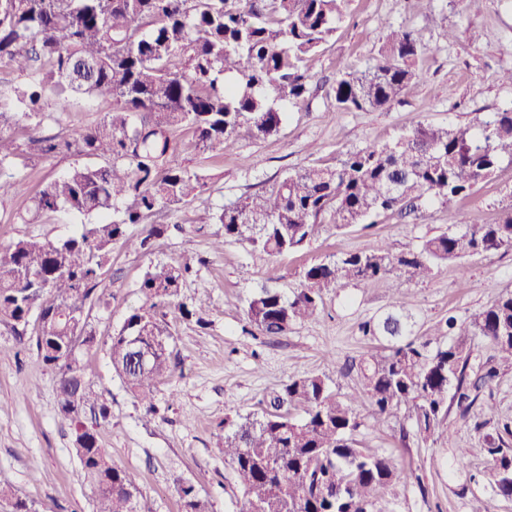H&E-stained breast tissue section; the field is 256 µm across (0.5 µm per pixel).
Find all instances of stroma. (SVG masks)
Instances as JSON below:
<instances>
[{
    "label": "stroma",
    "instance_id": "1",
    "mask_svg": "<svg viewBox=\"0 0 512 512\" xmlns=\"http://www.w3.org/2000/svg\"><path fill=\"white\" fill-rule=\"evenodd\" d=\"M418 29L427 45L416 62L418 82L410 95L387 110L337 111L333 88L340 70L361 71L372 63L394 27ZM512 0H346L334 36L307 61L312 76L300 106L289 107L277 133L264 139L240 131L228 152L182 156L187 168L207 177L206 191L192 204L165 215L170 229L153 241L150 254L112 248L106 287L112 305H87L92 345L77 348L79 359L102 402L107 420L96 426L101 448L124 467L140 487L143 512H182L176 481L193 484L210 512H236L240 493L224 461L225 414L258 411L288 380L327 375L341 391L355 387L356 376L337 370L360 358L375 342L362 336L360 324L391 310L387 288L378 282L351 283L326 295L315 319L277 338L247 333V300L261 284L293 292L302 285L306 266L378 245L401 252L448 228V211H461L472 224H493L512 206V163L502 162L469 196L451 206L427 204L423 214L381 216L369 227L345 231L325 227L303 249L281 257L252 251L228 240L222 251L211 243L221 225L212 221L222 205L268 188L288 172L311 166H336L350 151L396 140L417 123L467 127L512 110ZM112 110L108 96H81L67 112L45 123L48 135H68L100 122ZM76 152L14 158L23 179L22 194L0 200V243L26 236L58 240L75 233L79 217L56 212L19 223L28 215L41 185L85 163ZM190 262L196 270L180 290L183 302L204 297L202 320L169 312L176 358L172 376L154 393L158 414H146L108 360L113 334L130 309L143 302L139 285L153 262ZM409 314L417 334H426L447 315L467 319L512 291V251L467 256L438 268L432 279L411 285ZM58 373L36 351L20 344L10 327L0 324V473L17 494L34 501L37 512H93L72 451L74 436L58 412ZM494 416L484 412L486 404ZM362 425L355 434L360 447L391 454L415 474L388 495L392 512H468L473 497L487 499L491 512H512V499L492 496L482 473L484 461L469 457L452 467L457 448L482 447L486 438L504 436L512 426V367L500 368L496 380L482 388L468 414L449 405L447 419L431 432L417 431L407 409L374 415L359 408ZM512 447V436H504Z\"/></svg>",
    "mask_w": 512,
    "mask_h": 512
}]
</instances>
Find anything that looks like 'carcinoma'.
Wrapping results in <instances>:
<instances>
[{
	"mask_svg": "<svg viewBox=\"0 0 512 512\" xmlns=\"http://www.w3.org/2000/svg\"><path fill=\"white\" fill-rule=\"evenodd\" d=\"M346 0H0V93L17 112L0 111V197L24 185L9 163L26 151L75 150L103 160L77 166L45 182L37 211H67L86 219L82 230L51 241L28 236L0 244V324L31 338L38 355L59 373L77 376V397L60 391L59 412L75 433L74 454L95 503L94 512H141V492L123 467L100 447L82 421L90 410L108 417L77 355L89 343L85 302L112 305L104 287L112 245L147 253L166 230L153 221L187 205L205 190L206 176L187 169L181 156L233 148L240 130L261 139L276 133L284 107L308 92L307 57L336 32ZM425 44L418 31H390L373 63L336 79V107L388 109L417 83L415 63ZM109 95L112 112L68 138L42 133L54 112L75 94ZM28 122L21 145L7 133L16 116ZM512 162V111L468 128L423 123L382 146L351 151L334 167H307L286 174L270 188L223 206L214 221L222 234L212 246L235 239L271 257L304 248L319 228L371 225L388 213L415 211L426 202L463 198L503 160ZM131 224L144 225L130 235ZM512 250V207L495 224H470L448 210V231L405 252L381 244L306 267L303 287L291 296L263 285L248 299L253 336H285L314 318L326 294L353 282L383 281L394 311L362 322L363 336L384 341L380 349L346 364L359 388L341 394L326 376L288 380L261 410L224 417V461L242 494L238 512H390L387 496L413 473L384 452L360 448L357 407L377 415L408 406L419 431L448 416V391L462 415L473 392L497 376L468 373V343L479 336L512 365V292L470 319L450 315L432 333H414L405 315L407 285L431 277L442 263L464 256ZM194 273L185 263L150 266L132 309L112 336V369L148 414L157 384L176 367L165 308L192 318L203 304L178 300ZM147 362H140V355ZM485 460L493 495L512 499V451L501 438L482 448H459L463 464ZM184 512H209L194 485L177 482ZM0 497L13 512H36L14 497L0 475Z\"/></svg>",
	"mask_w": 512,
	"mask_h": 512,
	"instance_id": "cac0c4a2",
	"label": "carcinoma"
}]
</instances>
